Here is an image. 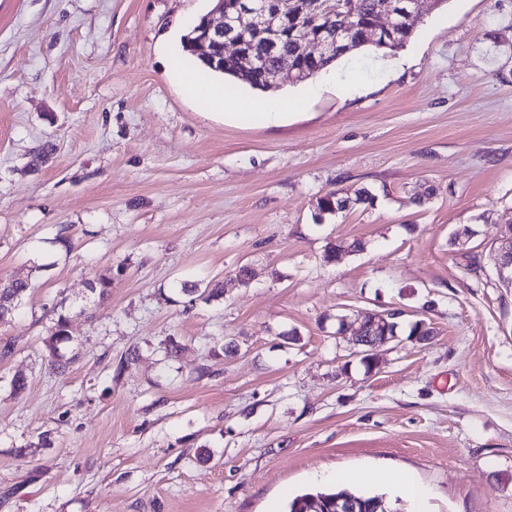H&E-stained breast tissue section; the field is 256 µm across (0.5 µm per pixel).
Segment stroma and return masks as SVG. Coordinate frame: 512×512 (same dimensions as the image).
Returning <instances> with one entry per match:
<instances>
[{"mask_svg":"<svg viewBox=\"0 0 512 512\" xmlns=\"http://www.w3.org/2000/svg\"><path fill=\"white\" fill-rule=\"evenodd\" d=\"M211 7L0 0V278L32 281L0 325V512H284L354 469L410 472L425 495L387 489L399 512H512V288L488 257L512 224V0L423 7L404 48L282 78L305 103L277 128L170 72ZM359 188L372 204L319 214ZM212 280L223 298L181 291ZM393 308L434 337L365 364L339 319ZM72 341L68 331V318L64 315L58 316L57 320L49 329L45 346L47 350L48 364L57 371H65L69 360L61 352V346Z\"/></svg>","mask_w":512,"mask_h":512,"instance_id":"35a3bbf8","label":"stroma"}]
</instances>
